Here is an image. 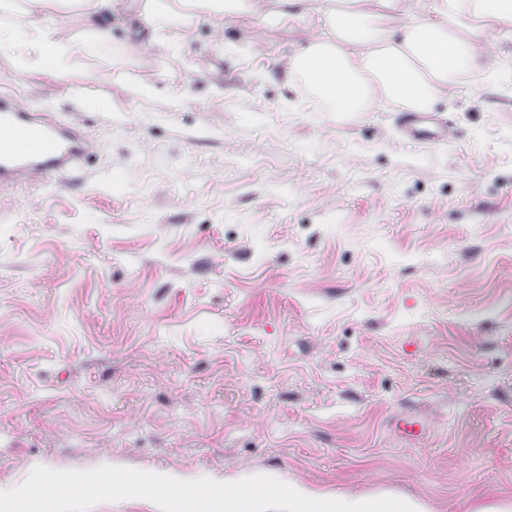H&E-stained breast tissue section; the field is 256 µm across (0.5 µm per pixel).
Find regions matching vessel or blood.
<instances>
[{"mask_svg":"<svg viewBox=\"0 0 512 512\" xmlns=\"http://www.w3.org/2000/svg\"><path fill=\"white\" fill-rule=\"evenodd\" d=\"M401 130L421 143L450 136L447 126L428 112L405 113ZM92 152L91 139L78 126L49 110L28 111L0 95V191L54 174H78Z\"/></svg>","mask_w":512,"mask_h":512,"instance_id":"1","label":"vessel or blood"}]
</instances>
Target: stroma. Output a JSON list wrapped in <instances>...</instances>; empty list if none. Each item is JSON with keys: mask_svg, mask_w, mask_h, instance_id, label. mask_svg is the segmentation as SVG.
I'll return each mask as SVG.
<instances>
[{"mask_svg": "<svg viewBox=\"0 0 512 512\" xmlns=\"http://www.w3.org/2000/svg\"><path fill=\"white\" fill-rule=\"evenodd\" d=\"M242 25L128 55L117 24L65 74L0 54L1 90L95 144L0 193V491L111 465L512 501V34L420 144L397 104L326 112L285 78L317 12Z\"/></svg>", "mask_w": 512, "mask_h": 512, "instance_id": "stroma-1", "label": "stroma"}]
</instances>
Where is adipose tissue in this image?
<instances>
[{
    "label": "adipose tissue",
    "mask_w": 512,
    "mask_h": 512,
    "mask_svg": "<svg viewBox=\"0 0 512 512\" xmlns=\"http://www.w3.org/2000/svg\"><path fill=\"white\" fill-rule=\"evenodd\" d=\"M313 0H26L25 26L11 19V0H0V54L18 67L67 72L74 59L108 40L113 19L145 28L167 18L178 35L203 20L259 17L283 24ZM432 13L416 12L414 0H327L324 33L288 58L297 77L327 112H362L377 98L411 112H427L456 86L460 76L490 83L495 73L484 60L490 32H512V0H433ZM403 15L395 27L388 13Z\"/></svg>",
    "instance_id": "adipose-tissue-1"
}]
</instances>
